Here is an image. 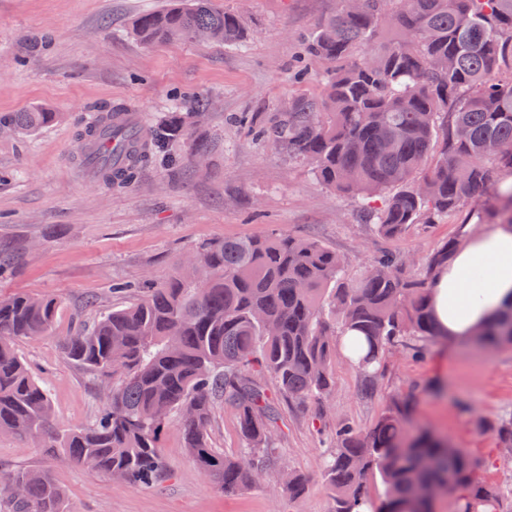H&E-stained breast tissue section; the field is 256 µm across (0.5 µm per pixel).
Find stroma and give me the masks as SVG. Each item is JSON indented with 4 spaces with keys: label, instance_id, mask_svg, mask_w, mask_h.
Listing matches in <instances>:
<instances>
[{
    "label": "stroma",
    "instance_id": "stroma-1",
    "mask_svg": "<svg viewBox=\"0 0 512 512\" xmlns=\"http://www.w3.org/2000/svg\"><path fill=\"white\" fill-rule=\"evenodd\" d=\"M214 3L243 19L242 42L137 40L131 20L162 9L166 0H0V113L45 107L59 114L26 136L0 132V254L8 259L0 295L28 292L58 303L49 335L18 344L17 351L49 386L59 428L89 425L107 402L108 386L72 365L63 345L130 302L120 285L163 283L206 243L274 229L333 249L355 277L380 251L421 260L458 229L452 218L381 238L309 165L273 150L249 128L248 118H264L291 96L322 94L318 62L308 61L302 80L294 79L293 68L303 37L335 14L336 0ZM35 39L45 46L26 58L23 44ZM200 93L207 97L201 123L169 145L177 165L143 164L122 188L90 175L79 133L104 109L138 112L149 127L171 112L194 110ZM197 139L210 145L202 167L189 159ZM335 382L326 414L281 403L270 437L275 470L257 488H214L184 448L175 415L161 441L166 475L149 487L58 462L36 442L7 433H0V469L48 472L74 512H331L321 479L326 435L344 419L370 428L391 394L427 383L413 428L466 452L487 484L512 486V462L472 419L512 412L511 347L444 340L423 359L393 354L369 398L360 396V379L347 363L337 365ZM283 468L307 475L306 496L281 494L276 472Z\"/></svg>",
    "mask_w": 512,
    "mask_h": 512
}]
</instances>
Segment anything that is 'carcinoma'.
<instances>
[{"instance_id": "carcinoma-1", "label": "carcinoma", "mask_w": 512, "mask_h": 512, "mask_svg": "<svg viewBox=\"0 0 512 512\" xmlns=\"http://www.w3.org/2000/svg\"><path fill=\"white\" fill-rule=\"evenodd\" d=\"M336 14L317 23L306 55L323 64L321 96L296 95L262 125L279 151L304 160L328 188L355 203L360 220L387 239L417 224L455 218L459 225L512 224V190L491 198L493 175L512 176V0H366L359 15L337 0ZM147 44L193 39L234 44L245 28L236 13L211 0H172L132 22ZM114 113L84 127L93 141ZM193 113L174 112L157 128L153 147L185 135ZM58 119L34 108L0 115V126L32 133ZM149 157L133 151L118 177L129 184ZM464 242H441L421 267L383 253L356 278L344 259L320 243L273 232L226 238L198 252L196 263L168 281L135 290L133 300L67 338L66 358L101 380L112 394L91 427L59 430L47 387L16 345L48 333L54 299L19 293L0 297V431L42 435L44 447L71 465L91 468L133 486L164 474L160 437L172 414L184 445L222 492L254 488L274 464L268 447L281 398L301 407L325 406L335 390L338 359L360 376V392L378 387L385 358L400 349L423 356L437 337L428 299L437 270ZM471 343L512 345V307ZM420 388L390 398L363 430L336 425L323 478L333 512H359L367 484H383L375 512H433V490L448 486L456 512H503L512 489L480 480L465 452L427 431L407 432ZM232 407L245 448L227 456L211 447L209 430L220 405ZM512 459V413L474 418ZM282 490L291 499L309 490L305 474L288 470ZM0 512H73L64 490L40 472L0 470Z\"/></svg>"}]
</instances>
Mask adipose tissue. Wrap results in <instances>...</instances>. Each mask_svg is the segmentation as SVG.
Returning <instances> with one entry per match:
<instances>
[{"mask_svg":"<svg viewBox=\"0 0 512 512\" xmlns=\"http://www.w3.org/2000/svg\"><path fill=\"white\" fill-rule=\"evenodd\" d=\"M481 279H473L475 268ZM433 318L442 335L463 340L512 304V226L495 225L468 235L440 269L431 289Z\"/></svg>","mask_w":512,"mask_h":512,"instance_id":"ef3b65f1","label":"adipose tissue"}]
</instances>
